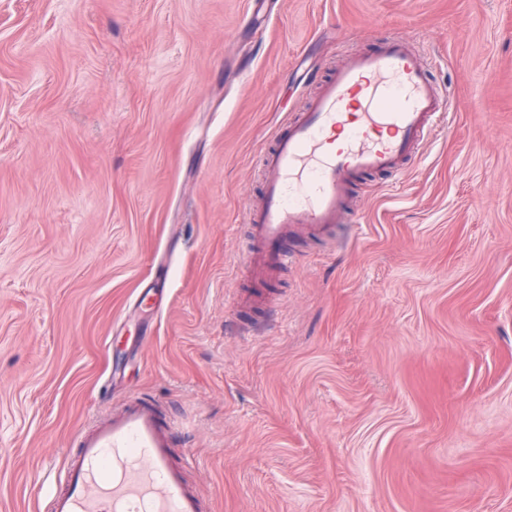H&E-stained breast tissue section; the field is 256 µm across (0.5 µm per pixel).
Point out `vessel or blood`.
<instances>
[{"label":"vessel or blood","instance_id":"b4317fda","mask_svg":"<svg viewBox=\"0 0 512 512\" xmlns=\"http://www.w3.org/2000/svg\"><path fill=\"white\" fill-rule=\"evenodd\" d=\"M448 110L446 90L435 86L402 36L350 55L263 155L264 200L246 212L256 246L244 266L260 280L287 266L289 232L339 223L358 177L401 170L438 127L449 125ZM169 431L153 402L129 399L77 436L50 512H206L172 462Z\"/></svg>","mask_w":512,"mask_h":512}]
</instances>
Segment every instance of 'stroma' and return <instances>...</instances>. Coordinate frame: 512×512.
<instances>
[{"mask_svg":"<svg viewBox=\"0 0 512 512\" xmlns=\"http://www.w3.org/2000/svg\"><path fill=\"white\" fill-rule=\"evenodd\" d=\"M396 34L450 128L253 279L262 154ZM132 396L212 512H512V0H0V512Z\"/></svg>","mask_w":512,"mask_h":512,"instance_id":"stroma-1","label":"stroma"}]
</instances>
